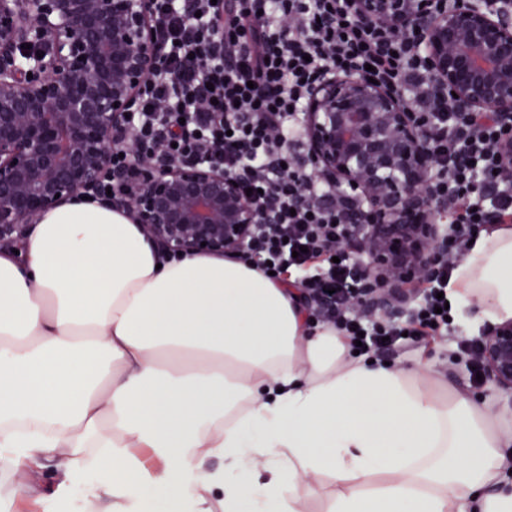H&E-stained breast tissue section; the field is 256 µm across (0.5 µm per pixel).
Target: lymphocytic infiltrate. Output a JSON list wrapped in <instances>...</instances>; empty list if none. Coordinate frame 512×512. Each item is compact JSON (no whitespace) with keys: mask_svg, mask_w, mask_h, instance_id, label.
<instances>
[{"mask_svg":"<svg viewBox=\"0 0 512 512\" xmlns=\"http://www.w3.org/2000/svg\"><path fill=\"white\" fill-rule=\"evenodd\" d=\"M185 3L152 0L154 21L170 47L163 75L135 115L142 147L246 172L250 203L272 215L261 227L254 264L275 280L292 279L311 316L361 341V353L380 357L447 329L435 311L437 295L447 292L459 253L478 228L512 223V171L498 150L499 126L448 105L415 40L362 23L352 0H224L220 57L209 51L211 10L190 20ZM328 70L370 71L414 110L432 116L428 143L448 202V251L397 324L358 313L352 298L364 282L338 244L345 227L336 188L313 179L299 154L307 94ZM207 92L213 105L196 111V97ZM161 100L169 107L160 116L155 105Z\"/></svg>","mask_w":512,"mask_h":512,"instance_id":"f902f5d3","label":"lymphocytic infiltrate"}]
</instances>
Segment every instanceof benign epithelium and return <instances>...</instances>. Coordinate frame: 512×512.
Returning <instances> with one entry per match:
<instances>
[{
	"label": "benign epithelium",
	"mask_w": 512,
	"mask_h": 512,
	"mask_svg": "<svg viewBox=\"0 0 512 512\" xmlns=\"http://www.w3.org/2000/svg\"><path fill=\"white\" fill-rule=\"evenodd\" d=\"M359 20L417 31L431 79L453 102L512 128V0H353ZM224 5L212 46L224 52ZM168 44L150 0H0V250L15 248L46 210L121 190L145 234L166 252L236 257L253 247L263 216L243 176L138 148L132 122L161 73ZM309 174L364 207L349 212L344 244L367 281L357 308L402 317L446 247L436 223L428 126L392 89L332 72L304 113ZM117 150L124 168L112 166ZM486 377L512 392V322L478 338Z\"/></svg>",
	"instance_id": "benign-epithelium-1"
}]
</instances>
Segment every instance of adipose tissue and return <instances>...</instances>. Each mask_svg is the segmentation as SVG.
<instances>
[{
	"mask_svg": "<svg viewBox=\"0 0 512 512\" xmlns=\"http://www.w3.org/2000/svg\"><path fill=\"white\" fill-rule=\"evenodd\" d=\"M448 301L474 333L512 321L511 224L480 233ZM434 371L351 357L253 263L166 257L77 196L0 251V512L49 467L82 512H302L328 480L330 512H512V407Z\"/></svg>",
	"mask_w": 512,
	"mask_h": 512,
	"instance_id": "obj_1",
	"label": "adipose tissue"
}]
</instances>
